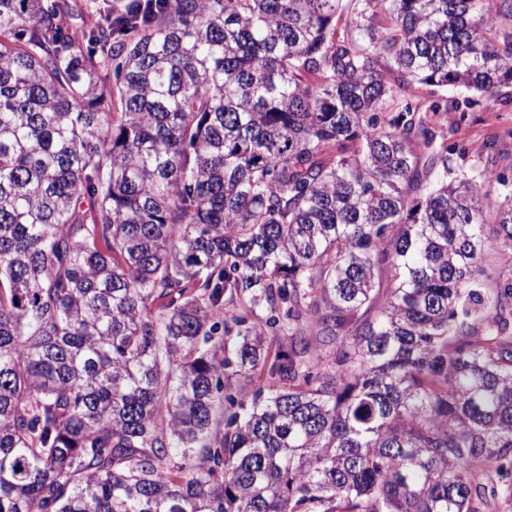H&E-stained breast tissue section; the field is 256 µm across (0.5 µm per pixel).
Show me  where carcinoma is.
Here are the masks:
<instances>
[{"mask_svg": "<svg viewBox=\"0 0 512 512\" xmlns=\"http://www.w3.org/2000/svg\"><path fill=\"white\" fill-rule=\"evenodd\" d=\"M83 9L0 0V512L486 509L512 178L437 90L512 88V0Z\"/></svg>", "mask_w": 512, "mask_h": 512, "instance_id": "obj_1", "label": "carcinoma"}]
</instances>
